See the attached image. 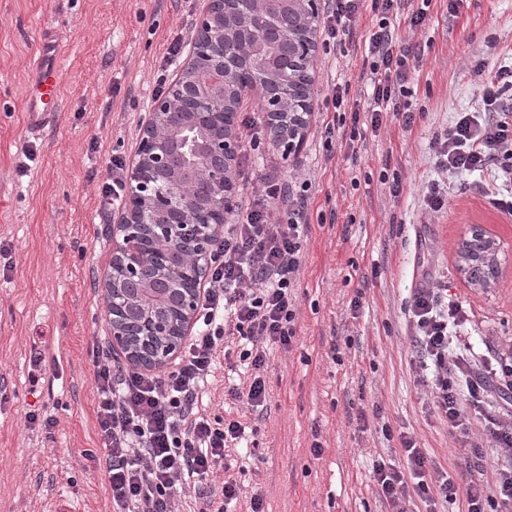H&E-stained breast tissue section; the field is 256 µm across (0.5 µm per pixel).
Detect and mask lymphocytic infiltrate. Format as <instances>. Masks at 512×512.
Returning a JSON list of instances; mask_svg holds the SVG:
<instances>
[{"instance_id":"obj_1","label":"lymphocytic infiltrate","mask_w":512,"mask_h":512,"mask_svg":"<svg viewBox=\"0 0 512 512\" xmlns=\"http://www.w3.org/2000/svg\"><path fill=\"white\" fill-rule=\"evenodd\" d=\"M431 3L421 0L416 7L412 0H327L329 40L340 41L361 11H369L376 22L366 48L369 124L360 122V104L350 97L349 83L336 84L331 99L337 125L348 128L350 142L361 140L365 129L376 131L393 120L406 126L414 122L402 100L411 93L406 82L417 55L412 47L396 43L394 23L402 19L412 28L424 25ZM482 100L484 111L458 116L433 142L446 178L432 181L425 195L432 211H441L448 201V176L491 168L507 191L491 196L490 203L512 212V64L499 66L484 86ZM309 189L305 182L295 192L268 176L261 193L234 208L223 238L213 246L199 329L173 371L162 376L95 361L97 436L106 454L114 512H174L176 501L190 489L199 497L193 512H226L238 499L236 481L225 480L216 489L209 477L226 452L247 439L249 425L209 417L204 388L224 355L225 337L235 336L241 342L239 358L250 366L253 378L248 389L233 388L229 395L253 410L264 404L266 347L289 348L295 336L291 290L302 265ZM407 314L419 367L432 377L433 409L449 430L467 432L464 403L500 398L499 409L488 413L486 421L505 464L489 492L472 478L469 466L454 476L439 471L414 439L405 437L401 463L373 465L379 497L391 512H408L415 496L431 502L459 495L467 512H485L492 498L499 512H512V427L501 421L512 416V393L506 391L512 385V360L478 356L461 346L465 313L453 296L413 289Z\"/></svg>"}]
</instances>
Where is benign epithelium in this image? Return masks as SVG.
<instances>
[{"mask_svg": "<svg viewBox=\"0 0 512 512\" xmlns=\"http://www.w3.org/2000/svg\"><path fill=\"white\" fill-rule=\"evenodd\" d=\"M288 7L302 15L303 27L288 67L280 71L278 90L270 91L259 77L242 82L229 61L248 60V36L269 23L270 12ZM319 19V0H206L195 22L192 58L141 125L129 175V207L112 226V271L105 295L112 339L133 365H170L193 334L211 267L210 245L224 234L235 206L241 101L258 94L266 105L270 143L285 156L299 151L312 100L295 101L290 88L298 73L308 86L315 85ZM468 235L487 240L494 278L486 287L498 284L505 269L499 244L480 224L471 225ZM152 279L176 285L177 318L141 305L137 332L120 314L130 306L128 287Z\"/></svg>", "mask_w": 512, "mask_h": 512, "instance_id": "1", "label": "benign epithelium"}]
</instances>
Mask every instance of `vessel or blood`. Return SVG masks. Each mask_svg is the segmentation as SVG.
Returning <instances> with one entry per match:
<instances>
[{"label":"vessel or blood","instance_id":"vessel-or-blood-1","mask_svg":"<svg viewBox=\"0 0 512 512\" xmlns=\"http://www.w3.org/2000/svg\"><path fill=\"white\" fill-rule=\"evenodd\" d=\"M61 40V35L55 29H44L37 51L30 61L26 97L27 137L42 136L57 121L61 101Z\"/></svg>","mask_w":512,"mask_h":512}]
</instances>
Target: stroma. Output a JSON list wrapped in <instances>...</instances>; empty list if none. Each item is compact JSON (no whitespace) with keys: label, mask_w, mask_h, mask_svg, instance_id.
I'll return each instance as SVG.
<instances>
[{"label":"stroma","mask_w":512,"mask_h":512,"mask_svg":"<svg viewBox=\"0 0 512 512\" xmlns=\"http://www.w3.org/2000/svg\"><path fill=\"white\" fill-rule=\"evenodd\" d=\"M205 0H0V240L10 266L0 270V512H112L103 448L96 434L93 361L112 349L104 280L112 267V226L124 207L102 212L99 188L112 157L132 162L140 123L156 97L155 79L173 38L188 56ZM63 37L61 112L52 129L25 138L29 63L42 28ZM363 15L340 45L318 44L314 112L296 156L265 146L245 161L236 203L251 199L265 175L290 186L311 182L313 202L302 238V267L292 290L296 336L270 346L269 395L255 457L228 454L214 484L236 480V512L261 494L264 512H387L372 464L402 461L401 437L413 438L439 470L454 471L471 448L484 452L473 478L492 486L500 464L477 409L468 433H453L432 409L418 379L405 300L411 289L445 288L467 313L462 341L476 353L512 349V277L483 292L457 268L470 225L491 228L512 253V214L488 196L491 171L454 181L441 213L426 204L439 171L438 133L463 112L483 108L476 62L512 59V0H464L458 14L434 0L425 28L399 26L419 59L408 103L418 114L366 133L356 149L326 138L324 99L339 81L365 91ZM331 149H324V140ZM35 160L21 169L23 148ZM397 170L403 191L391 197L381 175ZM365 294L359 312L350 301ZM340 361H333L331 345ZM62 348L55 381L31 383L29 360ZM231 361L216 371L203 402L225 419L241 415L226 392L237 383ZM41 421L25 422L28 411ZM55 421L45 429L43 418ZM321 454H313V444Z\"/></svg>","instance_id":"1"}]
</instances>
